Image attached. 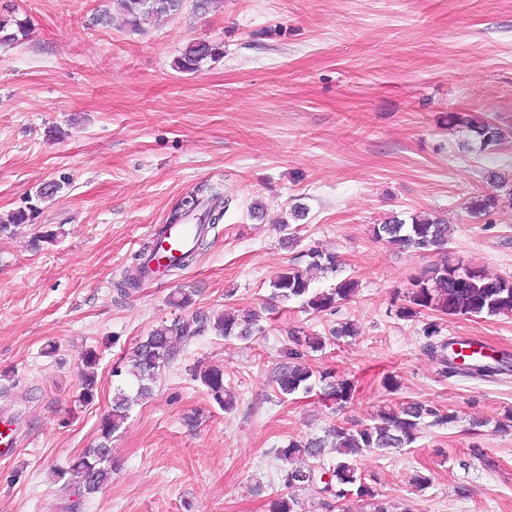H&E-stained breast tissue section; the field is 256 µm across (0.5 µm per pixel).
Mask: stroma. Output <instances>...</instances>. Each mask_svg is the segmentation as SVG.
<instances>
[{"label":"stroma","mask_w":512,"mask_h":512,"mask_svg":"<svg viewBox=\"0 0 512 512\" xmlns=\"http://www.w3.org/2000/svg\"><path fill=\"white\" fill-rule=\"evenodd\" d=\"M107 5L0 0L31 28L0 47V218L35 209L0 235V411L19 414L22 438L0 461V512H69L55 471L94 446L113 367L162 321L222 311L258 313L261 333L192 339L113 435L121 467L79 512H268L282 488L275 448L371 423L403 399L458 420L361 458L376 501L391 512H512V428L502 426L512 370L449 377L423 351L434 322L440 339L512 357V315L396 313L413 280L445 259L512 277V0H216L207 14L188 6L137 31L94 24ZM199 40L223 58L178 72L175 59ZM452 112L498 125L502 141L480 146L449 124ZM202 184L229 201L206 248L187 269L118 295L148 226ZM481 195L494 203L472 213ZM298 206L304 219H291ZM392 215L445 219L446 251L376 240L373 225ZM48 229L55 242L36 243ZM311 248L336 254L356 294L333 312L271 303L277 276ZM179 288L195 291L182 310L167 302ZM348 320L357 336L334 339ZM299 328L325 340L305 363L353 382L344 410L317 392L276 393ZM88 349L97 391L83 403ZM205 366L223 368L233 410L194 379ZM389 375L398 392L384 388ZM472 443L487 463L470 457Z\"/></svg>","instance_id":"obj_1"}]
</instances>
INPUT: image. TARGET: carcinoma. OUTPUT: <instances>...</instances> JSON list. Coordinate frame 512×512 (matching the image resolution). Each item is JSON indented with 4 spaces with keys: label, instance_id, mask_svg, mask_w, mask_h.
I'll use <instances>...</instances> for the list:
<instances>
[{
    "label": "carcinoma",
    "instance_id": "carcinoma-1",
    "mask_svg": "<svg viewBox=\"0 0 512 512\" xmlns=\"http://www.w3.org/2000/svg\"><path fill=\"white\" fill-rule=\"evenodd\" d=\"M185 0H114L125 24L132 28L161 17L179 14ZM29 35L26 21L0 15V46H11ZM223 52L219 45L209 41H197L188 45L174 61L180 73H195L207 61H216ZM449 121L467 128L482 146H489L501 140L502 132L494 124L475 121L466 113H452ZM209 205L204 213L205 224L218 223L228 205L215 187L201 185L189 192L175 205L171 216L182 221L198 212L203 205ZM448 224L440 218H412L407 224L392 219L373 227L375 239L385 241L403 250L418 254L439 252L448 245ZM205 234L196 237L190 250L180 256L169 258L167 270L182 269L195 259L196 252L204 248ZM160 242H148L132 258L130 265L120 280L114 283L117 292L127 295L142 287L150 277L149 262L159 248ZM309 261L303 268L290 266L273 282L271 300H299L302 308L323 312L349 300L357 289L356 281L343 279L326 292L311 291L312 281L320 274L337 271L334 254L319 250L308 252ZM442 312L448 316L512 315V280L505 277H488L477 268H462L447 261L428 267L420 278L412 283L407 292L406 304L396 310L403 318H413L423 310ZM211 328L226 339L247 340L262 332L255 313L235 314L222 312L214 317L195 316L190 321L180 318L171 323H163L140 340L126 364L112 370V376L123 378L112 397L110 409L99 423V442L88 448L65 468L56 470L57 481L62 490L74 492L77 500L72 509L81 506V499L99 492L112 479L115 462L109 442L128 417L131 407L137 402L151 397L154 384L162 369L177 358L179 348L185 342L201 335ZM428 341L423 351L442 362L445 373L454 377L465 371L490 377L500 371V366L469 365L460 368L448 362L444 350L445 341L436 342V324L428 323L423 329ZM297 348L288 352V362L283 364L275 377L277 391L282 396L309 395L315 382L324 384V399L342 409L352 398L353 385L346 379L335 377L331 372L315 373L300 362L299 348L313 351L322 348V340L317 336L300 335L295 330L290 333ZM97 354L93 350L85 352L82 358V399H93L97 384ZM200 382L207 388L213 401L223 410L232 409L236 396L224 386V370L207 367L198 373ZM457 421L453 412H444L432 403L420 400H402L380 411L373 423L361 427H347L338 423L328 429L323 437L311 436L301 440H290L282 448L275 450L276 459L286 464L282 482L284 489L300 486H316L321 495L320 505L324 508L336 507L338 512H348L347 502L352 498L361 501L373 499L370 487L358 467V461L373 453L391 448H404L414 443L423 428L450 425ZM334 458H327L328 453ZM270 512H305V507L292 494L280 495L272 502Z\"/></svg>",
    "mask_w": 512,
    "mask_h": 512
}]
</instances>
